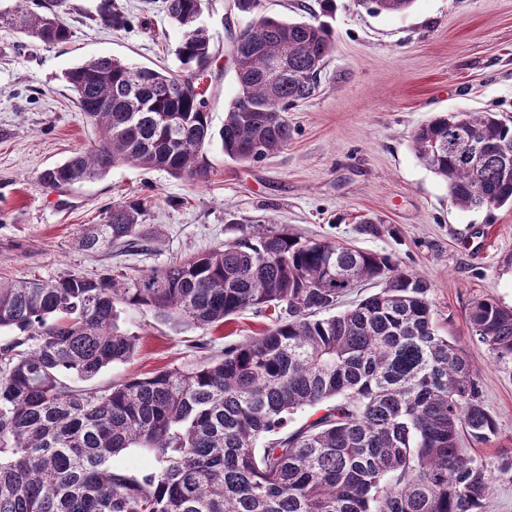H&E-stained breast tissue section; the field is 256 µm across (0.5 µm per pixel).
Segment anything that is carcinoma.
I'll list each match as a JSON object with an SVG mask.
<instances>
[{"mask_svg":"<svg viewBox=\"0 0 512 512\" xmlns=\"http://www.w3.org/2000/svg\"><path fill=\"white\" fill-rule=\"evenodd\" d=\"M0 28L47 45L69 39L54 0H16ZM205 0H166L182 31L178 71L111 55L69 69L65 82L99 140L43 180L56 189L114 167L205 175L203 150L258 161L291 137L286 112L312 97L334 51L328 25L260 16L237 37L238 93L212 130L196 84L210 59ZM399 13L415 0H360ZM483 144L464 157L462 135ZM415 157L462 209L512 205V126L495 112L435 117L413 134ZM146 238L136 201L112 204L80 245L92 252ZM386 287L350 309L349 290ZM428 282L385 254L303 240L258 224L215 250L137 275L0 279V512H489L493 476L463 446L495 435L463 348L439 333ZM148 308L175 328L209 329L245 309L273 310L272 327L224 347L192 370L132 377L97 393L87 381L131 360L137 336L125 308ZM468 333L512 363V309L471 302ZM316 419L288 431V416ZM129 448L154 454L135 475L112 466Z\"/></svg>","mask_w":512,"mask_h":512,"instance_id":"carcinoma-1","label":"carcinoma"}]
</instances>
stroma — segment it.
<instances>
[{"label":"stroma","mask_w":512,"mask_h":512,"mask_svg":"<svg viewBox=\"0 0 512 512\" xmlns=\"http://www.w3.org/2000/svg\"><path fill=\"white\" fill-rule=\"evenodd\" d=\"M105 2L64 0L59 14L70 37L55 46L0 28V279L135 275L234 241L256 224L389 255L426 279L442 333L479 372L496 434L472 448L494 474L491 512H512V471L500 470L512 458V364L494 362L466 325L474 299L512 308V206L460 209L411 149L413 132L441 113L512 118V0H415L401 13L335 0L327 18L334 51L316 94L287 114V146L248 163L208 146L201 179L124 165L52 189L42 173L96 139L63 79L67 69L98 55L180 67L182 32L164 0H113L127 19L117 31L99 18ZM251 20L235 0H207L201 21L211 57L201 91L213 129L238 92L234 41ZM120 201L142 203L147 251L83 250L85 226L104 223ZM367 220L376 231L364 230ZM270 325L269 314L248 309L214 330L178 331L149 309L128 308L119 326L137 336L135 356L83 387L100 392L130 377L189 369Z\"/></svg>","instance_id":"35a3bbf8"}]
</instances>
